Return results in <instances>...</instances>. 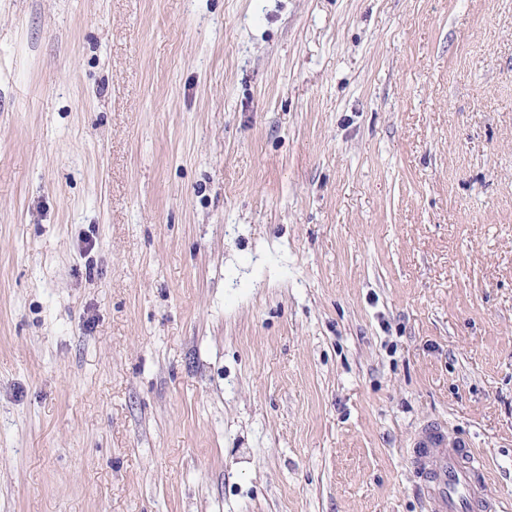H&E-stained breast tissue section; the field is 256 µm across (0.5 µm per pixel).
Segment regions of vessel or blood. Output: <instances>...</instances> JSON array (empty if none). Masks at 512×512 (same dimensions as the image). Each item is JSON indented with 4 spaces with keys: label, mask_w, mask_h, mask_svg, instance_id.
Segmentation results:
<instances>
[{
    "label": "vessel or blood",
    "mask_w": 512,
    "mask_h": 512,
    "mask_svg": "<svg viewBox=\"0 0 512 512\" xmlns=\"http://www.w3.org/2000/svg\"><path fill=\"white\" fill-rule=\"evenodd\" d=\"M409 456L431 512H498L485 465L466 440L449 441L442 425L427 423L414 434Z\"/></svg>",
    "instance_id": "1"
}]
</instances>
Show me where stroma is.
I'll list each match as a JSON object with an SVG mask.
<instances>
[{
  "mask_svg": "<svg viewBox=\"0 0 512 512\" xmlns=\"http://www.w3.org/2000/svg\"><path fill=\"white\" fill-rule=\"evenodd\" d=\"M512 512V0H0V512ZM410 462L431 512H498L487 489L482 459L464 439L448 442L442 425L427 423L414 434Z\"/></svg>",
  "mask_w": 512,
  "mask_h": 512,
  "instance_id": "obj_1",
  "label": "stroma"
}]
</instances>
